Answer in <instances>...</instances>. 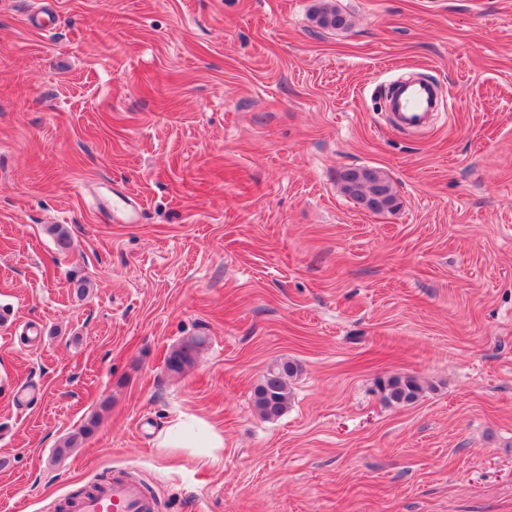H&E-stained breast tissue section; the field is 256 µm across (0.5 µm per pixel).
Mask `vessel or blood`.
<instances>
[{"label": "vessel or blood", "instance_id": "vessel-or-blood-1", "mask_svg": "<svg viewBox=\"0 0 512 512\" xmlns=\"http://www.w3.org/2000/svg\"><path fill=\"white\" fill-rule=\"evenodd\" d=\"M390 105L403 126L418 129L437 107L438 98L432 84L408 81L398 85ZM60 508L62 512H156L157 504L139 483L118 472L89 494L63 499Z\"/></svg>", "mask_w": 512, "mask_h": 512}]
</instances>
